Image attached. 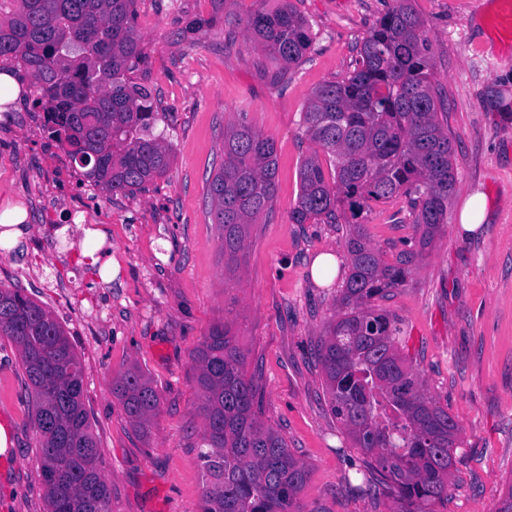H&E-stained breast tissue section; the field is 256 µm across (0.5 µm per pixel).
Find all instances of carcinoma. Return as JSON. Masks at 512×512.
Segmentation results:
<instances>
[{
	"instance_id": "carcinoma-1",
	"label": "carcinoma",
	"mask_w": 512,
	"mask_h": 512,
	"mask_svg": "<svg viewBox=\"0 0 512 512\" xmlns=\"http://www.w3.org/2000/svg\"><path fill=\"white\" fill-rule=\"evenodd\" d=\"M0 20V58L32 76V107L62 143L80 140L71 158L111 194L144 191L170 165V148L152 130V90L127 73L144 62L134 32L135 0H15ZM247 27L283 67L311 47V26L287 2L257 11ZM422 21L409 0H395L363 38L355 68L319 86L303 112L305 134L332 156L325 172L314 154L299 172L294 224L356 217L368 203L403 193L415 212L419 250L392 265L352 224L350 273L337 313L318 347L328 403L355 447L372 459L397 512H425L448 497L459 428L427 395L424 380L401 354L403 330L375 298L401 286L406 264L429 248L445 224L456 187L453 147L443 103L431 81ZM274 140L240 121L224 129V162L209 183L224 253L244 249L246 226L267 212L276 193ZM0 336L14 343L40 434L46 512H110L102 456L83 402L82 364L62 325L18 289L0 287ZM204 432L199 458L210 485L202 512H292L306 478L286 440L261 418L258 386L228 325H218L193 352ZM129 418L142 430L160 397L133 367L112 382Z\"/></svg>"
}]
</instances>
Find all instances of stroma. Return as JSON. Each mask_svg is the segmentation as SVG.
I'll return each instance as SVG.
<instances>
[{
    "label": "stroma",
    "instance_id": "35a3bbf8",
    "mask_svg": "<svg viewBox=\"0 0 512 512\" xmlns=\"http://www.w3.org/2000/svg\"><path fill=\"white\" fill-rule=\"evenodd\" d=\"M312 27L301 61L282 70L245 27L278 0H135L134 31L146 55L132 80L150 86L169 144L167 175L149 191L112 195L88 182L42 118L16 100L0 112V206L23 204L30 233L0 248V286L18 288L62 325L83 368V402L103 450L110 512H201L204 419L192 354L228 325L255 375L262 416L307 467L295 512H392L367 483L370 457L332 414L314 357L350 270L344 213L294 224L289 215L304 158L315 150L303 112L313 91L355 67L357 48L394 0H290ZM430 48L433 82L453 144L455 192L446 224L406 282L376 299L407 333L403 355L460 428L448 498L431 512H491L512 480V48L495 26L503 0H411ZM200 29L187 30L188 22ZM243 121L271 137L278 190L246 228L245 248L225 255L208 184L224 160V129ZM484 193L488 217L463 237L464 199ZM384 260L415 250L409 199L371 204L361 218ZM106 230L118 263L104 282L80 250L51 246L58 227ZM324 252L340 260L327 283L312 276ZM139 367L161 398L148 434L129 420L112 381ZM0 422L12 429L0 460V512H46L40 438L18 348L0 338Z\"/></svg>",
    "mask_w": 512,
    "mask_h": 512
}]
</instances>
